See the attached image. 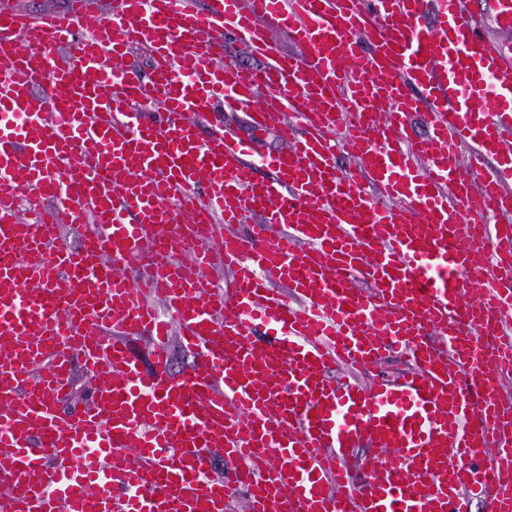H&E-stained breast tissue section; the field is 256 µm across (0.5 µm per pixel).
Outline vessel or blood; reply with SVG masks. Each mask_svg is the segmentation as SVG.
<instances>
[{
	"label": "vessel or blood",
	"instance_id": "vessel-or-blood-1",
	"mask_svg": "<svg viewBox=\"0 0 512 512\" xmlns=\"http://www.w3.org/2000/svg\"><path fill=\"white\" fill-rule=\"evenodd\" d=\"M487 2L491 34L469 0H0L10 512H512V0ZM171 359L170 379L176 380L181 376L182 371L193 361L194 354L177 340L172 339L169 346Z\"/></svg>",
	"mask_w": 512,
	"mask_h": 512
}]
</instances>
